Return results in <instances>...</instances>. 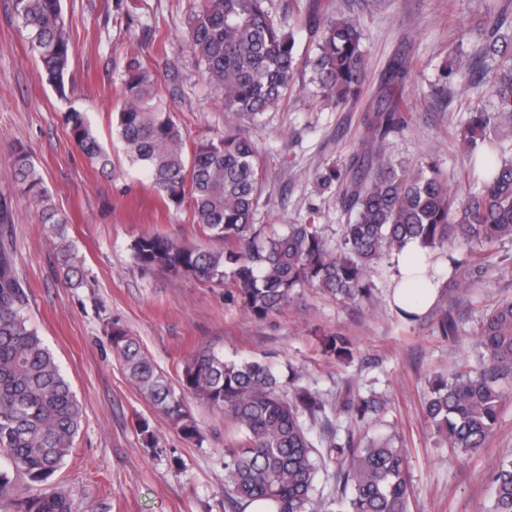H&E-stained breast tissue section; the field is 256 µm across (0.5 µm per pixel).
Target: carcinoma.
<instances>
[{
	"label": "carcinoma",
	"mask_w": 512,
	"mask_h": 512,
	"mask_svg": "<svg viewBox=\"0 0 512 512\" xmlns=\"http://www.w3.org/2000/svg\"><path fill=\"white\" fill-rule=\"evenodd\" d=\"M19 31L42 73L60 97L67 82L73 38L61 0H11ZM512 27V14L494 16L484 33L485 76L496 98V111L476 107L462 130L472 154L478 142L490 146L474 158L482 188H451L437 164L417 168L362 153L344 168L316 174L334 189L336 203L349 215L337 241L316 223L318 211L281 230L254 223L262 183L258 149L234 126L224 134L187 145V135L140 62L125 71L124 102L115 132L131 165L143 170L167 204L189 203L195 223L221 250L181 244L168 235L145 233L131 244L134 263L174 277L224 288L256 319L281 312L302 287L318 288L336 300L376 303L370 280L374 263L400 252L409 240L428 249V261L449 264L446 286L469 288L486 273L489 248L512 241V160L499 157L494 138L512 129V39L500 34ZM317 37L308 60L312 83L338 106L357 99L367 79L359 17L355 14L306 15L299 22ZM186 38L202 65L207 83L224 111L251 120L279 109L296 82L300 59L295 37L267 0H194ZM394 97L372 122L384 138L406 122L400 97L412 75L406 58L387 69ZM64 125L90 163L111 165L87 114L75 107L63 113ZM13 176L21 194L35 201L41 223L59 241L72 278L67 218L52 203L43 177L21 147ZM435 328L446 339L459 335L447 307L435 315ZM482 355L478 367L464 366L453 377L428 381L421 400L424 416L455 455H469L485 444L499 422L505 391L512 381V297L496 302L475 331ZM113 352L129 382L182 434L201 441L184 402L189 393L224 411L239 430L224 449L225 497L236 506L270 501L273 512H410L408 461L396 434L354 441L339 436L340 421L362 422L382 411L374 392L351 388L325 399L300 384L296 374L283 382L264 360H226L199 349L183 366L175 387L142 349L118 327L109 329ZM320 350L344 361L351 356L348 337H316ZM82 406L55 357L26 314V295L12 269L7 245L0 242V505L10 512H74L70 496L53 476L74 448ZM321 425L322 433L313 434ZM335 469L336 492L330 502L315 494L319 471ZM489 512H512V460L495 468Z\"/></svg>",
	"instance_id": "cac0c4a2"
}]
</instances>
